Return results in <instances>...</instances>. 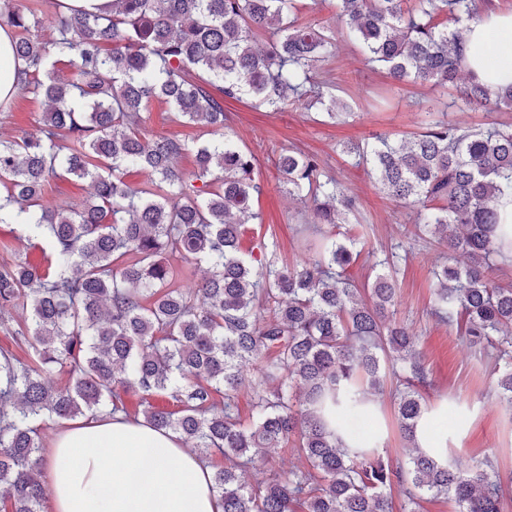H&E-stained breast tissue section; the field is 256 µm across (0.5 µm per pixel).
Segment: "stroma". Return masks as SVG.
<instances>
[{"instance_id":"stroma-1","label":"stroma","mask_w":512,"mask_h":512,"mask_svg":"<svg viewBox=\"0 0 512 512\" xmlns=\"http://www.w3.org/2000/svg\"><path fill=\"white\" fill-rule=\"evenodd\" d=\"M325 70L336 96L351 106V115L343 121L322 122L315 111L291 106L279 112L257 109L245 99L224 104L225 133L255 158L259 192L254 210L260 220L249 225L248 234L266 242L283 263L301 261L313 253L319 235L312 209L288 196L275 160L289 147L317 157L326 175L355 198L357 231L365 235L367 249L393 252L398 257L397 318L418 339L429 381L424 399L430 405L458 407L463 414L461 420L443 427L449 458L462 469L486 457L494 459L502 483H510L512 408L496 394L493 361L430 313L431 271L441 263L443 248L419 239L415 212L387 197L364 167L352 165L340 152L341 145L361 143L375 134L421 132L425 107L443 109L457 98L458 91L453 87L391 86L386 70L367 63L360 45L342 30L336 33V58ZM44 110L42 97L19 93L0 107V139L37 133ZM142 129L150 138L188 142L205 138L201 129L173 120L169 107L157 102L144 112ZM41 245L40 238L22 237L20 225L0 224V266L22 257L38 261Z\"/></svg>"}]
</instances>
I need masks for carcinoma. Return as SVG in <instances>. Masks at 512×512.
<instances>
[{
    "label": "carcinoma",
    "mask_w": 512,
    "mask_h": 512,
    "mask_svg": "<svg viewBox=\"0 0 512 512\" xmlns=\"http://www.w3.org/2000/svg\"><path fill=\"white\" fill-rule=\"evenodd\" d=\"M494 0H336V18L372 63L400 84L456 86L472 21ZM51 12L14 0L0 26L17 32L22 89L49 103L39 132L0 141V224L43 234L49 253L0 268V324L26 315L29 363L0 352V501L10 512H43L44 444L37 422L127 412L171 431L201 459L219 453L213 488L224 512H417L430 495L456 512H505L512 485L484 458L466 470L440 465L418 446L430 408L418 386L427 371L418 344L396 319V282L377 271L358 288L349 273L361 254L350 236L323 238L315 256L292 266L258 242L242 249L253 210L254 157L224 134V101L309 110L340 119L348 105L328 92L319 67L336 56L330 29L300 21L304 0H112V13ZM36 31L35 36L27 33ZM271 37L257 50L260 34ZM72 62L70 75L56 66ZM161 100L176 120L211 139L145 141L141 113ZM512 110V85L474 74L447 105ZM425 131L347 146L380 189L416 210L417 227L453 255L434 272L431 313L472 347L496 351L500 400L512 406V286L491 277L509 239L498 204L512 199V128H465L425 111ZM194 158L186 173L177 167ZM277 167L288 195L313 204L315 222L348 223L354 200L318 160L288 149ZM144 174L132 185L131 171ZM88 179L80 205L40 207L56 179ZM206 263L197 288L177 285V261ZM257 363L259 381L242 367ZM67 375L54 386L52 376ZM412 453L406 461L373 450L372 432L355 447L329 428L385 392ZM268 384L262 394L256 388ZM255 391L249 422L241 392ZM166 395L170 410L152 402ZM291 446L306 466L243 469L268 448Z\"/></svg>",
    "instance_id": "obj_1"
}]
</instances>
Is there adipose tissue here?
<instances>
[{"label":"adipose tissue","instance_id":"1","mask_svg":"<svg viewBox=\"0 0 512 512\" xmlns=\"http://www.w3.org/2000/svg\"><path fill=\"white\" fill-rule=\"evenodd\" d=\"M14 34L0 27V103L21 89ZM467 66L512 82V13L482 14L466 38ZM51 512H223L211 470L178 435L123 415L81 420L55 438L46 460Z\"/></svg>","mask_w":512,"mask_h":512}]
</instances>
